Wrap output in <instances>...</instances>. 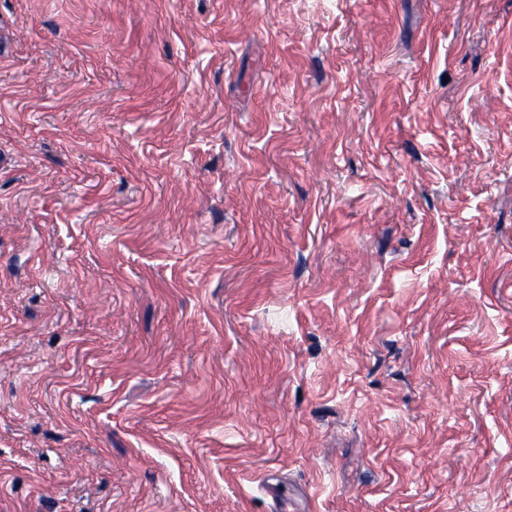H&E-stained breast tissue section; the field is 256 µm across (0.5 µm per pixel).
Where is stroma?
Returning <instances> with one entry per match:
<instances>
[{
	"instance_id": "obj_1",
	"label": "stroma",
	"mask_w": 512,
	"mask_h": 512,
	"mask_svg": "<svg viewBox=\"0 0 512 512\" xmlns=\"http://www.w3.org/2000/svg\"><path fill=\"white\" fill-rule=\"evenodd\" d=\"M512 512V0H0V512Z\"/></svg>"
}]
</instances>
